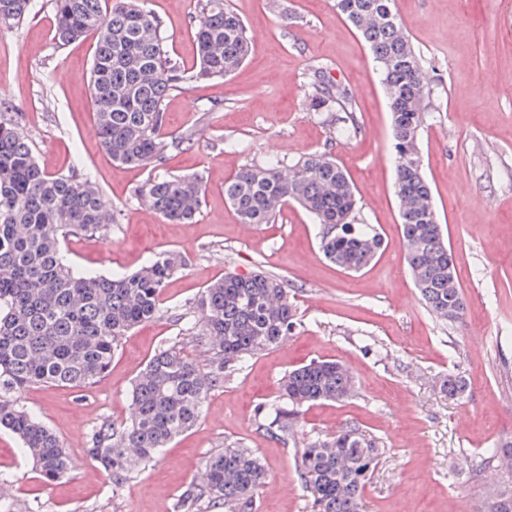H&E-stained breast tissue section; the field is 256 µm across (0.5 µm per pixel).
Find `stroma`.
<instances>
[{
	"label": "stroma",
	"instance_id": "obj_1",
	"mask_svg": "<svg viewBox=\"0 0 512 512\" xmlns=\"http://www.w3.org/2000/svg\"><path fill=\"white\" fill-rule=\"evenodd\" d=\"M253 43L249 59L221 79L180 84L165 100L164 131L195 130L170 150L162 173L197 176L206 186L191 224H170L141 206L136 188L152 171L113 162L97 134L90 71L94 36L61 46L53 0H31L27 20L0 28V102L21 112L20 127L42 167L88 177L116 218L108 235H72L64 254L80 273L138 270L154 254L186 264L166 283L160 313L121 340L107 375L76 390L40 384L18 394L68 451L73 468L47 483L19 439L0 431V504L14 512H175L183 491L205 477L204 461L225 440L262 459L271 483L256 512H311L297 472V450L348 426L380 452L364 491V512H483L501 470L487 449L512 439V0H395L424 57L430 113L420 137L424 172L452 251L466 311L462 322L435 318L414 287L401 245L391 163L388 101L373 57L333 0H227ZM202 0H149L170 56L197 62L194 31ZM326 68L348 90L360 124L331 141V119L308 96V77ZM331 150L356 190V216L384 248L360 272H346L318 250L320 228L294 204L274 223L246 229L224 200V182L253 160H284ZM281 275L295 309L294 331L227 374L196 425L121 487L88 457L90 433L132 415L129 391L159 349L174 346L202 371L215 353L191 332L201 292L232 272ZM344 364L353 394L303 410L296 435L281 442L258 429L254 410L277 402L288 371L310 360ZM465 380L464 396L441 389ZM480 477H473V469Z\"/></svg>",
	"mask_w": 512,
	"mask_h": 512
}]
</instances>
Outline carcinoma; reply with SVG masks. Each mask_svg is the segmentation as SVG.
<instances>
[{
    "instance_id": "obj_1",
    "label": "carcinoma",
    "mask_w": 512,
    "mask_h": 512,
    "mask_svg": "<svg viewBox=\"0 0 512 512\" xmlns=\"http://www.w3.org/2000/svg\"><path fill=\"white\" fill-rule=\"evenodd\" d=\"M31 0H0V28L21 26ZM369 47L385 87L391 114L395 192L401 241L415 287L428 310L446 323L464 314L450 249L423 172L419 138L428 99L424 66L393 0H335ZM54 37L61 46L95 35L91 91L102 148L112 161L159 168L168 151L195 137L162 135L164 102L187 80L224 78L248 58L252 43L242 19L224 0H206L195 28L198 69L185 73L172 60L161 21L145 0H54ZM309 96L320 112H333L332 134L349 139L358 129L348 92L312 72ZM12 108L0 103V428L21 441L47 482L66 478L72 462L58 438L15 394L36 384L75 389L98 382L126 334L154 319L167 281L184 267L173 251L154 255L138 271L112 277L77 273L66 263L62 244L74 233L108 230L101 194L76 173L52 175L39 165ZM206 194L194 176H151L138 199L170 222L190 224ZM224 198L244 224H269L287 202L299 204L321 228L319 248L337 267L357 272L369 265L384 242L367 224L355 222L350 177L328 152L285 166L265 162L242 168L224 182ZM195 335L216 350L208 373L174 347L160 349L131 388L133 416L119 428L101 423L92 430L90 456L116 487L150 465L170 442L200 418L224 372L242 368L253 355L280 343L295 329L288 283L278 274L226 273L199 298ZM441 389L455 399L466 383L454 376ZM354 383L339 362L312 361L282 381V401L257 408L258 428L287 441L300 410L321 401H342ZM376 443L349 426L331 440L311 439L298 449V473L311 512H363V491L378 464ZM512 459V440L487 451L486 463ZM206 483L189 486L177 512H255L267 474L256 453L228 443L205 460ZM487 496L486 512H512V469Z\"/></svg>"
}]
</instances>
